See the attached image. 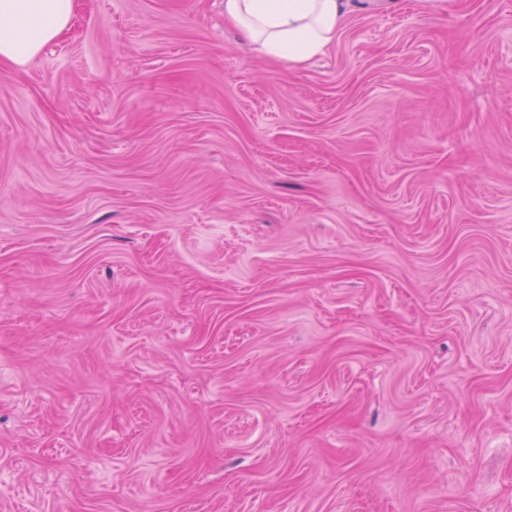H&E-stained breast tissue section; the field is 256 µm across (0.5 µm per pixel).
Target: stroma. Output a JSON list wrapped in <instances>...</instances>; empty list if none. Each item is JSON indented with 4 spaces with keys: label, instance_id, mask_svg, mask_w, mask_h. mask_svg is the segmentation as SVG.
<instances>
[{
    "label": "stroma",
    "instance_id": "stroma-1",
    "mask_svg": "<svg viewBox=\"0 0 512 512\" xmlns=\"http://www.w3.org/2000/svg\"><path fill=\"white\" fill-rule=\"evenodd\" d=\"M0 512H512V0L1 64Z\"/></svg>",
    "mask_w": 512,
    "mask_h": 512
}]
</instances>
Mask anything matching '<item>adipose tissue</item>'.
Segmentation results:
<instances>
[{"label":"adipose tissue","mask_w":512,"mask_h":512,"mask_svg":"<svg viewBox=\"0 0 512 512\" xmlns=\"http://www.w3.org/2000/svg\"><path fill=\"white\" fill-rule=\"evenodd\" d=\"M350 0H224V18L266 58L298 66L336 38ZM74 0H0V63L35 59L70 25Z\"/></svg>","instance_id":"obj_1"}]
</instances>
